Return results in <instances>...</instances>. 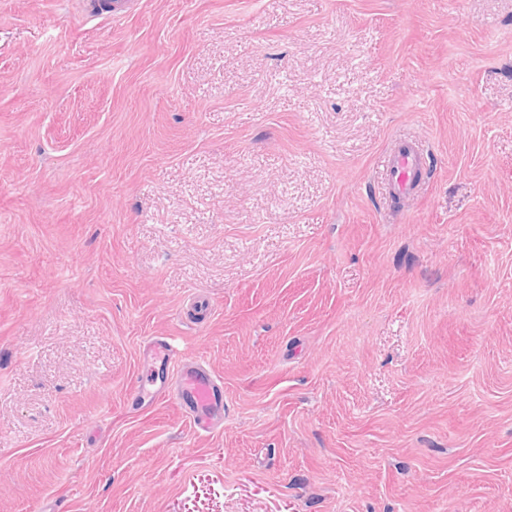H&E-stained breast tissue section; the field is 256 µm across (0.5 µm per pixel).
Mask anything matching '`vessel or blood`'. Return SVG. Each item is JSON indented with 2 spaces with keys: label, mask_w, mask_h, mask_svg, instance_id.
I'll return each instance as SVG.
<instances>
[{
  "label": "vessel or blood",
  "mask_w": 512,
  "mask_h": 512,
  "mask_svg": "<svg viewBox=\"0 0 512 512\" xmlns=\"http://www.w3.org/2000/svg\"><path fill=\"white\" fill-rule=\"evenodd\" d=\"M424 157L418 143L403 141L390 155L385 180L399 198L413 196L420 184ZM150 370L137 394L172 398L191 428L210 434L224 422V382L199 358L182 353L166 339L151 340L145 349Z\"/></svg>",
  "instance_id": "obj_1"
}]
</instances>
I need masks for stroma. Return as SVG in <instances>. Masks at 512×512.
I'll list each match as a JSON object with an SVG mask.
<instances>
[{
  "instance_id": "obj_1",
  "label": "stroma",
  "mask_w": 512,
  "mask_h": 512,
  "mask_svg": "<svg viewBox=\"0 0 512 512\" xmlns=\"http://www.w3.org/2000/svg\"><path fill=\"white\" fill-rule=\"evenodd\" d=\"M0 512H512V0H0ZM424 157L415 141H403L390 155L385 180L390 191L398 198L408 199L419 187ZM146 358L151 369L137 386L138 395H150L152 402L171 397L197 434H211L224 423V381L203 361L165 338L147 344Z\"/></svg>"
}]
</instances>
